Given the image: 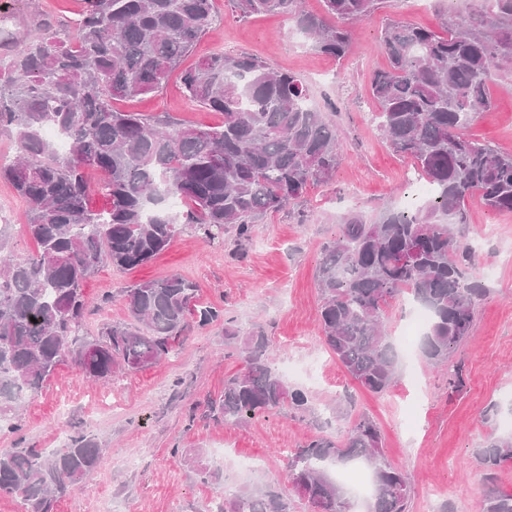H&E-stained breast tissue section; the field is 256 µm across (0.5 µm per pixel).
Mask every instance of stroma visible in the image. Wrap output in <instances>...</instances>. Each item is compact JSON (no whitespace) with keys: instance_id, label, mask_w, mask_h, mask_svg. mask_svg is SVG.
Returning a JSON list of instances; mask_svg holds the SVG:
<instances>
[{"instance_id":"1","label":"stroma","mask_w":512,"mask_h":512,"mask_svg":"<svg viewBox=\"0 0 512 512\" xmlns=\"http://www.w3.org/2000/svg\"><path fill=\"white\" fill-rule=\"evenodd\" d=\"M82 7V0H0V14L21 40L35 13L68 23ZM214 7L216 20L184 67L225 51L298 74L309 86L312 106L334 114L344 161L330 182L311 185L302 198L265 216L249 241L239 242L230 231L212 242L195 225L184 224L146 266L128 271L99 263L85 284L89 333L126 320V288L173 274L198 284L200 303L224 316L204 327L190 325L161 363L115 373L106 383L85 380L74 363L61 365L21 409L22 435L0 432V448L50 450L59 447L61 436L76 432L101 441L100 466L59 501L57 512H204L228 485L272 489L295 512H313L287 478L286 451L317 437L342 442L351 424L366 416L381 430L386 460L411 478L410 512H442L447 505L453 512H477L489 491L512 494V459L492 471L477 459L489 436L512 432V214L476 201L468 206L467 230L477 245L472 273L487 293L476 306L470 336L440 368L429 367L416 349L403 357L389 391L366 392L326 348L318 323L315 268L341 216H375L400 206L410 191L411 162L390 149L372 120L377 104L370 79L388 67L382 32L391 19L440 30L439 0H387L384 9L356 25L353 49L340 61L317 51L288 17L240 19L229 0H215ZM488 85L494 105L465 133L512 153V76L492 75ZM115 107L164 112L199 127L222 120L185 96L176 73L154 93ZM0 198L13 205L0 236L17 253L36 252L22 229L26 202L3 179ZM257 327L269 340L274 368L289 387L308 393L309 404L270 410L245 425L228 423L215 402L225 380L243 371L239 349ZM455 375L461 378L456 388L448 384ZM243 458L260 464L240 469Z\"/></svg>"}]
</instances>
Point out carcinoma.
<instances>
[{"label": "carcinoma", "mask_w": 512, "mask_h": 512, "mask_svg": "<svg viewBox=\"0 0 512 512\" xmlns=\"http://www.w3.org/2000/svg\"><path fill=\"white\" fill-rule=\"evenodd\" d=\"M231 2L242 19H292L319 51L340 58L352 50L353 25L386 0H322L319 14L302 0ZM478 2L445 17L441 32L405 22L385 28L390 68L371 82L373 120L432 194L374 218L347 214L322 247L316 277L324 344L372 393L388 390L397 376L399 356L383 317L401 296L429 314L420 348L430 364L448 361L470 336L486 288L469 275L476 249L463 231L468 205L477 200L512 213V153L464 133L492 105L491 74L512 71V0H494L491 10ZM213 24L214 0H84L67 31L47 16L20 42L3 30L0 46L10 59L0 69V133L16 136L18 149L13 161L0 162V178L26 201L25 232L37 245L36 253L18 255L0 237V418H10L13 434L23 429L22 398L67 360L88 378L110 380L118 368L167 359L191 319L207 325L221 318V310L197 302V284L174 274L127 289V321L84 333L85 281L104 259L133 270L164 251L178 233L164 207L169 198L181 201L184 223L207 239L232 230L248 241L260 218L332 180L343 160L336 122L311 106L306 82L243 53H213L182 72L186 96L223 115L217 126L177 125L112 106L158 89ZM49 126L67 138L66 153L45 139ZM89 172L103 174L104 212L87 206ZM241 357L244 372L224 382L218 401L224 421L244 425L286 404L307 406L306 392L272 367L262 329L245 338ZM478 457L488 470L512 459V436L490 439ZM102 458L87 434L50 453L1 451L0 496L21 500L26 512H54ZM359 462L372 481L364 512H407L408 477L385 460L379 428L367 417L339 445L308 442L286 467L318 512H350L337 472ZM222 512H292V504L245 489L224 500ZM479 512H512V494L490 492Z\"/></svg>", "instance_id": "carcinoma-1"}]
</instances>
